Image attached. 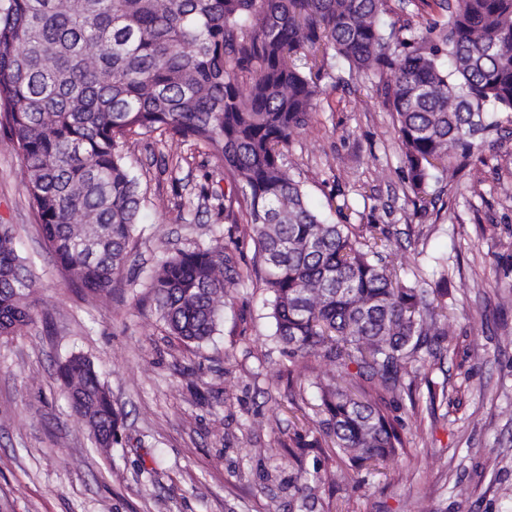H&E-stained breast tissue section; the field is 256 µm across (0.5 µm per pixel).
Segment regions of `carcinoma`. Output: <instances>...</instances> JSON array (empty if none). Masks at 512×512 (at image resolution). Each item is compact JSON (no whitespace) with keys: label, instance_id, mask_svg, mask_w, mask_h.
Returning a JSON list of instances; mask_svg holds the SVG:
<instances>
[{"label":"carcinoma","instance_id":"carcinoma-1","mask_svg":"<svg viewBox=\"0 0 512 512\" xmlns=\"http://www.w3.org/2000/svg\"><path fill=\"white\" fill-rule=\"evenodd\" d=\"M388 0H8L0 7V131L28 172L26 192L66 281L92 292L119 282L139 221L140 178L126 145L158 134L224 169V218L249 226L264 267L274 340L304 377L325 358L357 386L318 381L320 408L294 447L332 443L336 458L376 468L405 447L392 404L415 381L418 353L448 336L447 304L403 282L367 225L330 224L285 170L288 145L320 92L295 62L334 50L384 81L409 190L424 200L436 170L454 172L512 112V0L437 4L418 33L385 29ZM243 205L241 214L233 203ZM223 237L179 251L150 273L168 333L201 345L219 330L236 280ZM9 224H0V336L32 320L35 286ZM91 442H119L120 414L93 362L58 367Z\"/></svg>","mask_w":512,"mask_h":512}]
</instances>
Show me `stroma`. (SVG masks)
Wrapping results in <instances>:
<instances>
[{"mask_svg": "<svg viewBox=\"0 0 512 512\" xmlns=\"http://www.w3.org/2000/svg\"><path fill=\"white\" fill-rule=\"evenodd\" d=\"M325 70L288 173L315 211L387 230L404 282L448 278L449 336L394 405L404 450L379 474L292 450L319 395L290 380L271 341L247 226L203 196L222 179L213 160L154 134L130 140L139 224L120 284L93 295L58 271L25 165L0 135V224L13 226L35 279L31 323L0 336V512H301L303 472L314 512H512V281L499 277L512 257V137L487 135L465 169L430 180L420 208L382 84L332 56ZM165 155L180 166L162 170ZM218 235L240 283L219 332L187 345L160 320L146 273ZM74 353L93 361L122 415L118 445L93 447L70 407L57 369Z\"/></svg>", "mask_w": 512, "mask_h": 512, "instance_id": "35a3bbf8", "label": "stroma"}]
</instances>
